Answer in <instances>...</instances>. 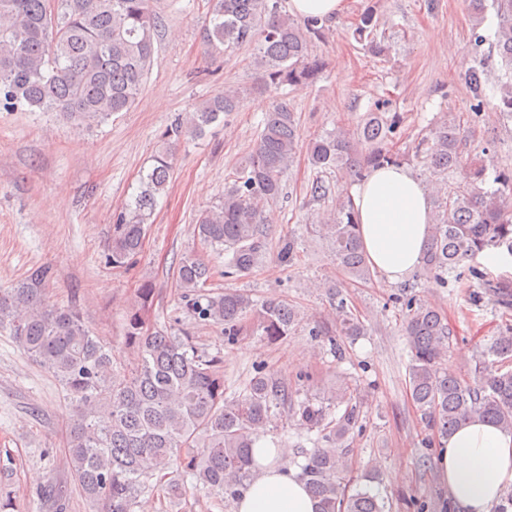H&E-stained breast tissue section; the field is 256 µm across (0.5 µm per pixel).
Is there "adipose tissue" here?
Masks as SVG:
<instances>
[{"label":"adipose tissue","mask_w":512,"mask_h":512,"mask_svg":"<svg viewBox=\"0 0 512 512\" xmlns=\"http://www.w3.org/2000/svg\"><path fill=\"white\" fill-rule=\"evenodd\" d=\"M351 195L372 269L387 282L404 281L420 264L432 217L428 190L411 170L394 165L375 169ZM287 455L267 440L256 443L254 476L234 512H317L303 481L279 466ZM438 467L455 512H492L512 487V430L470 421L449 437Z\"/></svg>","instance_id":"obj_1"}]
</instances>
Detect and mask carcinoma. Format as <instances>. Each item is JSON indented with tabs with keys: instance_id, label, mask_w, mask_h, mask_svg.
<instances>
[{
	"instance_id": "carcinoma-1",
	"label": "carcinoma",
	"mask_w": 512,
	"mask_h": 512,
	"mask_svg": "<svg viewBox=\"0 0 512 512\" xmlns=\"http://www.w3.org/2000/svg\"><path fill=\"white\" fill-rule=\"evenodd\" d=\"M207 4L206 52L255 45L260 89L308 86L321 77L325 64L312 53L313 40L325 32L318 20L297 21L283 10V0ZM490 6L498 20L494 48L505 71L488 87L482 59L461 81L471 94V112H481L490 90L500 93L496 107L512 121V0H492ZM162 27L154 0H0V111L57 112L78 128L129 111L146 83ZM352 35L374 54L390 50L371 12L361 16ZM241 102L238 89L226 87L181 116L171 133L198 139L224 114L238 111ZM402 124L403 116L378 99L356 130L338 125L305 143L298 113L286 100L274 101L254 149L218 202L197 218L200 243L224 253L226 275L256 268L267 250L265 208L283 194L284 177L303 146L313 171L307 196L327 207L314 233L329 242L351 281L366 283L373 272L350 192L327 174L336 171L352 185L375 168L410 159L424 167L434 186L419 275L443 286L487 250L512 257V171L490 175L483 162L465 158L456 114L441 113L399 152ZM173 160L170 147L157 154L141 190L118 214L109 255L113 265L141 251ZM210 277L211 268L196 257L183 258L176 271L187 307L199 320L224 327L229 343L243 334L252 315L271 343L288 336L301 320L300 311L285 300L257 301L237 290L205 294ZM53 278L51 267H39L0 290V328L9 330L66 391L72 406L67 466L97 512H134L138 495L155 488L179 499L188 477L207 493L236 498L251 480L252 450L279 411L300 429L317 432L315 447L303 453L299 468L318 512H391L389 502L371 488L377 468L364 483L347 479L346 439L359 427L363 404L347 381L322 398L297 400L286 379L261 368L228 397L218 357L199 350L186 333L148 326L145 315L155 296L150 283L135 290L125 319L132 357L119 363L76 310L50 302ZM481 286L502 306H512L511 281L484 279ZM334 296L338 335L364 334L341 291ZM404 335L411 400L442 440L473 418L512 429V324L487 346L471 383L448 370L454 331L441 307L407 298Z\"/></svg>"
}]
</instances>
